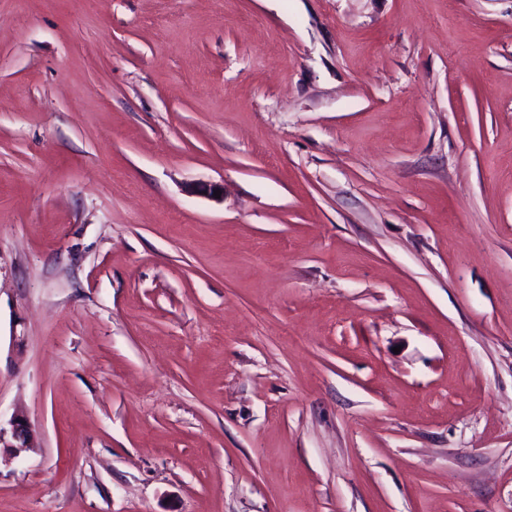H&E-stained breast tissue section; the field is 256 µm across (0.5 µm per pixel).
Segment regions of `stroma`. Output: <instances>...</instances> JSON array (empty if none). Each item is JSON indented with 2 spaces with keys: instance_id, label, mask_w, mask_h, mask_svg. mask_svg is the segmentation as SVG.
Listing matches in <instances>:
<instances>
[{
  "instance_id": "35a3bbf8",
  "label": "stroma",
  "mask_w": 512,
  "mask_h": 512,
  "mask_svg": "<svg viewBox=\"0 0 512 512\" xmlns=\"http://www.w3.org/2000/svg\"><path fill=\"white\" fill-rule=\"evenodd\" d=\"M17 413L0 512H512V0H0ZM9 425L8 431L1 427L0 422V448H11V459H17L30 448H35L34 434L23 415L15 414Z\"/></svg>"
}]
</instances>
